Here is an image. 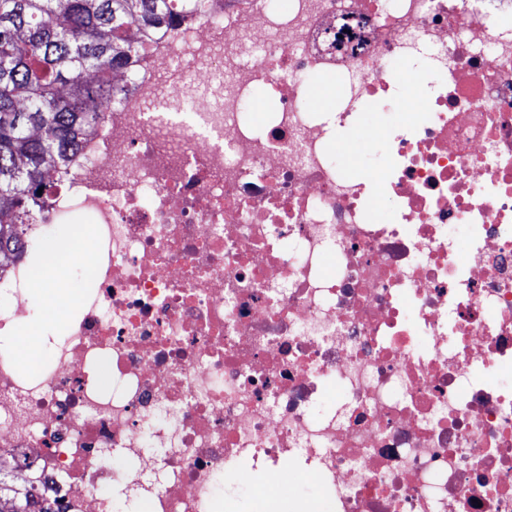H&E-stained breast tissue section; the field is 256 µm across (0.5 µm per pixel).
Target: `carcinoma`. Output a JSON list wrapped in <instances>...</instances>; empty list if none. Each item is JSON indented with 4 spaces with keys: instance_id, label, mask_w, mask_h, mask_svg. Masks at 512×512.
<instances>
[{
    "instance_id": "cac0c4a2",
    "label": "carcinoma",
    "mask_w": 512,
    "mask_h": 512,
    "mask_svg": "<svg viewBox=\"0 0 512 512\" xmlns=\"http://www.w3.org/2000/svg\"><path fill=\"white\" fill-rule=\"evenodd\" d=\"M204 0H0V253L48 205L116 97L110 73ZM0 512H51L0 472Z\"/></svg>"
}]
</instances>
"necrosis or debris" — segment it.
<instances>
[{"label":"necrosis or debris","mask_w":512,"mask_h":512,"mask_svg":"<svg viewBox=\"0 0 512 512\" xmlns=\"http://www.w3.org/2000/svg\"><path fill=\"white\" fill-rule=\"evenodd\" d=\"M112 84L23 235L87 215L99 242L37 371L9 351L27 253L0 269L22 485L57 512H218L244 463L309 479L319 512H512V0H206ZM391 107L410 122L362 128Z\"/></svg>","instance_id":"1"}]
</instances>
